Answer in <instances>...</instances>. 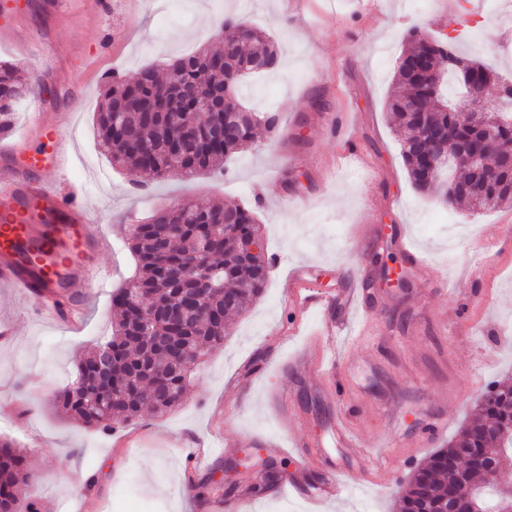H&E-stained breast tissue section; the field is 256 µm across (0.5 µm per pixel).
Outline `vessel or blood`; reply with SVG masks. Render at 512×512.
Here are the masks:
<instances>
[{
	"label": "vessel or blood",
	"mask_w": 512,
	"mask_h": 512,
	"mask_svg": "<svg viewBox=\"0 0 512 512\" xmlns=\"http://www.w3.org/2000/svg\"><path fill=\"white\" fill-rule=\"evenodd\" d=\"M39 126L43 150L18 153L16 146L0 144V282L28 297L40 300L38 312L46 320L69 328L84 320L96 281L90 273L110 248L109 239L92 231L91 215L79 202L80 192L66 187L67 146L63 125L42 121L39 112L29 114ZM289 301L298 311L328 307L331 296H317L301 274L289 281ZM348 315L325 324L326 336L346 333L362 337L372 321L360 289L344 294ZM342 357L323 361L319 353L302 351L295 360L299 370H314L331 381ZM330 431L341 448L354 457L365 454L364 445L345 409H338ZM290 490L305 499L324 503L339 500L342 489L334 475H327L316 489L291 480Z\"/></svg>",
	"instance_id": "obj_1"
}]
</instances>
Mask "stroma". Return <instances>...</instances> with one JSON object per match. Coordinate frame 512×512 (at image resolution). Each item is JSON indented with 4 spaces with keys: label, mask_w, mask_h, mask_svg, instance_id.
Here are the masks:
<instances>
[{
    "label": "stroma",
    "mask_w": 512,
    "mask_h": 512,
    "mask_svg": "<svg viewBox=\"0 0 512 512\" xmlns=\"http://www.w3.org/2000/svg\"><path fill=\"white\" fill-rule=\"evenodd\" d=\"M231 14L276 42L279 70L246 80L247 107L275 112L274 135L226 163V174L170 177L140 190L136 172L113 166L94 136L95 111L108 76L134 77L151 66L167 76L175 55L219 49L217 15ZM453 33L462 55L512 73V29L478 0H0V22L14 41L0 61L44 87L45 109L68 122L69 176L112 242L101 256L104 279L80 334L41 320L32 300L0 285V320L15 330L0 344V437L27 455L36 479L24 499L41 512H224L269 461L286 478L253 497L246 512H393L395 493L463 423L478 414L491 382L512 383V248L492 229L512 225V207L477 214L448 212L411 184L401 158L403 132L386 100L413 23L438 36ZM86 70L90 87L76 98L70 78ZM346 116L348 139L329 129ZM360 153L354 165L339 154ZM186 199L254 207L273 262L263 295L230 318L224 345L194 367L184 399L169 414L142 412L111 431H91L54 406V393L74 381L80 357L112 334V294L135 262L124 247L129 227ZM422 252L425 273L408 271L403 288H384L381 259L402 268L398 233ZM303 269L322 294L368 278L374 334L336 346L348 363L349 387L338 396L290 359L326 316L288 303V277ZM356 409L353 425L369 459L337 455L340 502L319 505L288 490L290 476L317 484L320 459L290 452L295 433L329 441L338 399ZM444 413L439 436L417 437L425 412ZM388 470L377 468L380 458ZM208 491L196 498L190 486Z\"/></svg>",
    "instance_id": "1"
}]
</instances>
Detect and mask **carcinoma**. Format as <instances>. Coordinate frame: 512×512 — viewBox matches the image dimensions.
I'll return each mask as SVG.
<instances>
[{"mask_svg":"<svg viewBox=\"0 0 512 512\" xmlns=\"http://www.w3.org/2000/svg\"><path fill=\"white\" fill-rule=\"evenodd\" d=\"M222 38L216 53L199 51L169 65L175 84L166 87L151 67L138 73L136 84L145 105L124 113L122 129L114 131L112 116L120 107L125 80L112 77L105 103L96 112L100 148L117 166L137 171L149 182L169 176L189 178L201 172H224L226 159L250 147L260 127L273 133L279 125L274 112L246 110L238 99V86L247 75L271 73L279 67L274 42L261 30L229 16L218 21ZM237 73L224 85V73ZM492 66L462 58L453 38L423 39L412 30V41L402 53L394 75L387 111L408 132L402 156L413 184L455 209L468 205L476 212L512 205V159L497 143L512 144V115L488 112L477 126L461 127L453 112L460 90L472 86L479 95L484 82L497 77ZM191 91L182 99L190 110L196 90L223 109L209 113L192 133L186 152L168 150L172 137L166 102L180 89ZM34 94L18 85L13 65L0 62V132L11 127L16 104ZM448 133L454 146H482L488 172L479 176L442 178L443 169L422 167L438 142L427 137L431 128ZM209 248L200 261L188 254L198 239ZM128 247L136 260L133 280L116 290L113 300L121 313L112 337L102 347L112 355L107 369L100 366L95 349L78 363L75 380L57 395V401L85 428L111 430L145 410L166 414L183 399L190 368L224 345L228 329L225 316L247 310L263 293L269 260L264 235L255 211L244 205H203L191 200L156 213L147 224H133ZM200 306L201 316L183 324L169 315L177 313L187 298ZM148 323L157 336L180 346L173 362L165 352L138 335ZM504 458L512 459V386L493 385L486 391L479 419L465 425L448 447L434 453L429 464L411 471L400 498V512H445L448 490L456 501L482 512L484 494L493 491L498 502L512 504V487L487 482L486 471H499ZM36 476L24 466V454L8 440L0 441V512H40L35 502L20 505L23 490Z\"/></svg>","mask_w":512,"mask_h":512,"instance_id":"cac0c4a2","label":"carcinoma"}]
</instances>
